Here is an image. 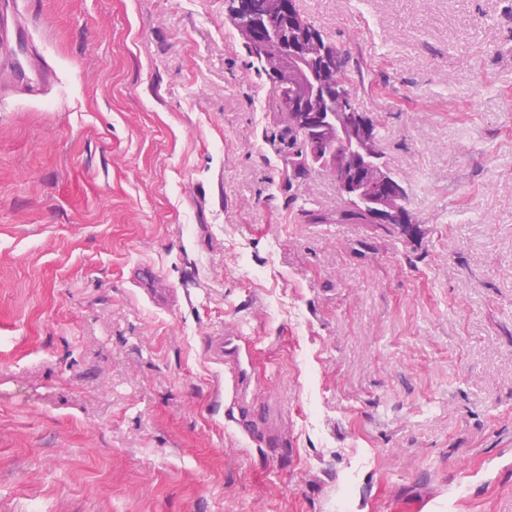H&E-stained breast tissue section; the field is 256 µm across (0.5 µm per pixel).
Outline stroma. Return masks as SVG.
<instances>
[{
    "instance_id": "obj_1",
    "label": "stroma",
    "mask_w": 512,
    "mask_h": 512,
    "mask_svg": "<svg viewBox=\"0 0 512 512\" xmlns=\"http://www.w3.org/2000/svg\"><path fill=\"white\" fill-rule=\"evenodd\" d=\"M296 3L416 237L305 221L336 183H289L224 0L0 14L54 73L0 63V512H512V0ZM234 323L278 446L227 413Z\"/></svg>"
}]
</instances>
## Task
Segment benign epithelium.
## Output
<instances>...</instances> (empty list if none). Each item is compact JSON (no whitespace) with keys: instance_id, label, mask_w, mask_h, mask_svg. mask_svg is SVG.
<instances>
[{"instance_id":"7a95c632","label":"benign epithelium","mask_w":512,"mask_h":512,"mask_svg":"<svg viewBox=\"0 0 512 512\" xmlns=\"http://www.w3.org/2000/svg\"><path fill=\"white\" fill-rule=\"evenodd\" d=\"M228 16L265 63L284 109L323 140L341 197L368 202L382 223L396 219L415 228L403 188L378 161L370 119L355 111L347 88L336 81L334 46L308 27L295 0H229Z\"/></svg>"}]
</instances>
